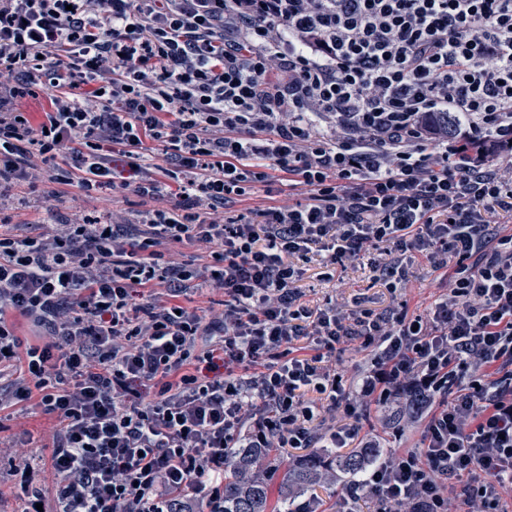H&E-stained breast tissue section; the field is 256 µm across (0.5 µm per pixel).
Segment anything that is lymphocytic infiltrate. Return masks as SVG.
<instances>
[{
  "mask_svg": "<svg viewBox=\"0 0 512 512\" xmlns=\"http://www.w3.org/2000/svg\"><path fill=\"white\" fill-rule=\"evenodd\" d=\"M2 72L0 188L64 155V182L153 204L139 226L0 229V413L34 398L55 422L58 480L24 466L20 512H224L235 449L375 448L373 408L419 447L336 512H502L512 231L489 215L512 200V0H0ZM38 79L36 126L13 105ZM258 190L271 205L237 211ZM379 248L386 286L421 254L446 295L305 301L311 256L329 281Z\"/></svg>",
  "mask_w": 512,
  "mask_h": 512,
  "instance_id": "f902f5d3",
  "label": "lymphocytic infiltrate"
}]
</instances>
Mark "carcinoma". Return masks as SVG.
Masks as SVG:
<instances>
[{
    "mask_svg": "<svg viewBox=\"0 0 512 512\" xmlns=\"http://www.w3.org/2000/svg\"><path fill=\"white\" fill-rule=\"evenodd\" d=\"M256 453L254 448H239L228 464L224 481V512H289L292 502L301 494L326 489L333 480H341L361 469L369 457L359 450L336 453L316 448L293 464L276 470L280 477L277 498H272V481L250 480L244 468Z\"/></svg>",
    "mask_w": 512,
    "mask_h": 512,
    "instance_id": "cac0c4a2",
    "label": "carcinoma"
}]
</instances>
